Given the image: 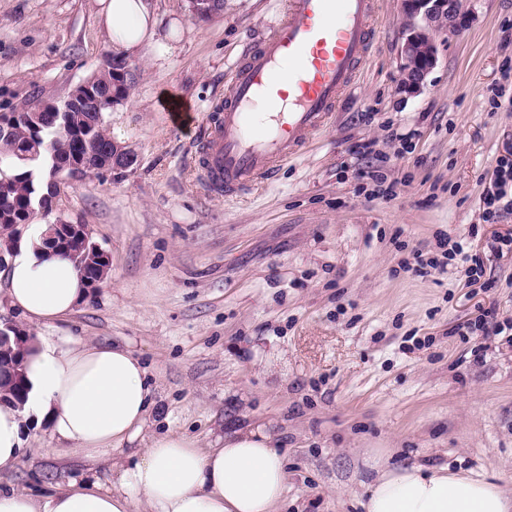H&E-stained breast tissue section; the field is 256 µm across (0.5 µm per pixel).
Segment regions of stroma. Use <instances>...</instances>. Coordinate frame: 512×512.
I'll list each match as a JSON object with an SVG mask.
<instances>
[{
  "label": "stroma",
  "mask_w": 512,
  "mask_h": 512,
  "mask_svg": "<svg viewBox=\"0 0 512 512\" xmlns=\"http://www.w3.org/2000/svg\"><path fill=\"white\" fill-rule=\"evenodd\" d=\"M160 42L127 57L130 94L104 113L135 164L66 188L49 221L89 225L108 255L101 288L65 319L30 322L0 292V323L58 341L117 345L148 370L172 430L211 447L265 425L288 464L283 512H360L373 455L496 477L512 495V215L483 221V183L512 154V0H471L439 35L422 90L399 92L401 0H378L375 39L332 122L277 180L210 195L195 160L243 52L286 0H224L207 20L155 0ZM111 44L97 0H0V113L59 101ZM190 108L178 124L167 97ZM404 140L389 136L390 129ZM379 172L382 182L370 179ZM483 260L420 273L436 233ZM492 308L502 332L473 323ZM0 489L112 485V459L70 456L29 426Z\"/></svg>",
  "instance_id": "stroma-1"
}]
</instances>
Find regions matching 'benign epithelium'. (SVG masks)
Wrapping results in <instances>:
<instances>
[{"mask_svg":"<svg viewBox=\"0 0 512 512\" xmlns=\"http://www.w3.org/2000/svg\"><path fill=\"white\" fill-rule=\"evenodd\" d=\"M191 13L196 17L214 16L224 9L223 0H188ZM468 0H402L403 14V41L400 48L401 79L398 90L407 94H414L423 87L427 74L437 63L436 37L440 33L457 35L469 24L470 11L467 8ZM70 100L63 99L55 102H41L32 104L28 109L20 112L0 114V133H7L12 125L24 115L31 119L36 114L48 108L54 112L69 110ZM105 153H112V159L105 162L95 172L124 171L136 161L134 151L114 142L103 149ZM51 172L53 181L67 185L74 180L82 179L89 174V163L85 157L78 154L74 160L61 164L52 160ZM75 243L81 245L77 251H70L75 264L86 276L87 288L96 289L105 280L87 276V270L97 267L102 260V250L93 241L92 233L86 224H71L61 220L46 225L42 234V244L45 248L59 253L68 250ZM15 326L5 323L0 326V379L10 377L17 379L22 374L23 363L15 356L12 346V336Z\"/></svg>","mask_w":512,"mask_h":512,"instance_id":"7a95c632","label":"benign epithelium"}]
</instances>
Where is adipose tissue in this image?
I'll use <instances>...</instances> for the list:
<instances>
[{"label": "adipose tissue", "instance_id": "1", "mask_svg": "<svg viewBox=\"0 0 512 512\" xmlns=\"http://www.w3.org/2000/svg\"><path fill=\"white\" fill-rule=\"evenodd\" d=\"M101 23L121 57L160 39L152 0H98ZM31 224L8 258L5 291L29 320L70 314L85 295L67 259L42 246ZM24 404L0 401V472L13 469L29 419L47 420L69 454L97 460L143 441L128 461L112 464V486L74 481L31 496L0 490V512H277L286 487L284 461L264 428L226 432L212 448L165 431L144 436L155 406L147 370L130 350L34 337L24 360ZM365 512H512L494 481L447 467L381 462L367 486Z\"/></svg>", "mask_w": 512, "mask_h": 512}]
</instances>
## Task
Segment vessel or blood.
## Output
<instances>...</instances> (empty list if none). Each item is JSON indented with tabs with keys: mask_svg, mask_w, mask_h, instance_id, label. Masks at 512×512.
<instances>
[{
	"mask_svg": "<svg viewBox=\"0 0 512 512\" xmlns=\"http://www.w3.org/2000/svg\"><path fill=\"white\" fill-rule=\"evenodd\" d=\"M376 0H289L288 17L238 64L198 152L209 191L273 180L325 127L366 57Z\"/></svg>",
	"mask_w": 512,
	"mask_h": 512,
	"instance_id": "1",
	"label": "vessel or blood"
}]
</instances>
